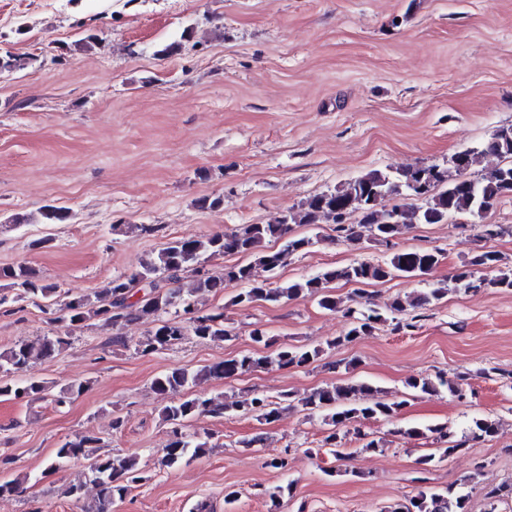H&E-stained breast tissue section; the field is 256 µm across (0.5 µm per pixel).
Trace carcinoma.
I'll list each match as a JSON object with an SVG mask.
<instances>
[{"instance_id": "cac0c4a2", "label": "carcinoma", "mask_w": 512, "mask_h": 512, "mask_svg": "<svg viewBox=\"0 0 512 512\" xmlns=\"http://www.w3.org/2000/svg\"><path fill=\"white\" fill-rule=\"evenodd\" d=\"M487 157L500 163L485 170L479 178L467 173ZM512 198V126L498 129L479 146L456 153L451 166L437 164L395 170L373 169L363 175L315 194L296 208L284 211L268 224H242L231 232L190 239H176L162 248L157 255L140 263L139 269L117 275L94 296L80 295L65 303L63 314L58 317L62 331L35 342H22L0 354V371L7 374L27 373L32 364L48 360L55 352L69 344L70 330L93 315L117 325L121 322L144 320L152 325L145 340L139 342L143 353L168 348L191 334L201 340L232 341L236 334L224 319L221 307L203 309L193 300L197 294L219 295L228 283L239 286L231 298L234 306H249L256 301L281 302L297 298H310L328 311L339 308L335 295L326 292L329 284L343 282L352 285L385 283L399 276L424 277L440 263L441 254L436 250H401L389 260L373 262L356 259L344 266H331L318 274L278 282L258 280L254 271L261 267L277 274L299 254L324 240L341 241L351 246L363 242V231L387 247L397 245V240L416 224H443L454 216L483 220L505 198ZM358 215L354 224L346 219ZM72 214L65 206L46 205L41 211L42 223L66 224ZM331 224L334 236L326 238L297 235L293 226ZM237 255L243 261L226 265L215 275L208 262L224 256ZM192 273L190 287H173L183 274ZM11 281L18 288L20 300L40 295L49 297L55 289L38 283L35 273L27 266L0 267V280ZM454 288L477 292L484 288L512 289V268L502 265L501 256L493 250H478L466 258L455 275ZM448 293L446 288H429L405 299L397 296L383 311L368 306L359 311L347 308L351 318L346 334L327 342L330 349L352 342L367 335L377 326L395 321V327L412 328L411 322L396 320L398 315L439 301ZM257 348L222 361L190 370L175 367L156 376L151 386L160 395L169 397L162 409L164 422L171 426L170 440L163 448L168 465L193 459L205 452L207 442H198L184 432L185 422L196 414L222 417L230 411L243 410L258 421L272 422L283 410L281 403L256 393L245 401H224L222 396L200 395L183 398L180 393L202 380L232 379L267 365L279 367H304L316 362L322 355L320 347H304L283 343L274 346L263 329L251 332ZM268 349L270 353L262 354ZM407 386L415 393L436 394L442 390L456 398L464 396L460 381H450L443 374L435 378L413 379ZM48 390L47 382L29 376L20 384L0 382V396L14 398L38 397ZM378 388L360 380L325 386L308 396L298 399L309 414H324L326 424L348 427L364 420L383 418L390 420L400 415L405 401L390 402L376 396ZM496 433L494 420H473L468 440L477 441ZM408 439H420L429 434L438 435L445 446L424 455L418 464L428 466L443 462L462 444H448V425L435 424L425 427L410 426L403 430ZM97 438L84 436L77 442H65L55 449L48 461L53 469L62 463L83 456L86 448ZM89 469L92 481L100 488L98 512H107L112 500L123 498L131 485L142 480V470L135 456H96ZM381 512H468V495L447 488L421 490L407 503H393Z\"/></svg>"}]
</instances>
